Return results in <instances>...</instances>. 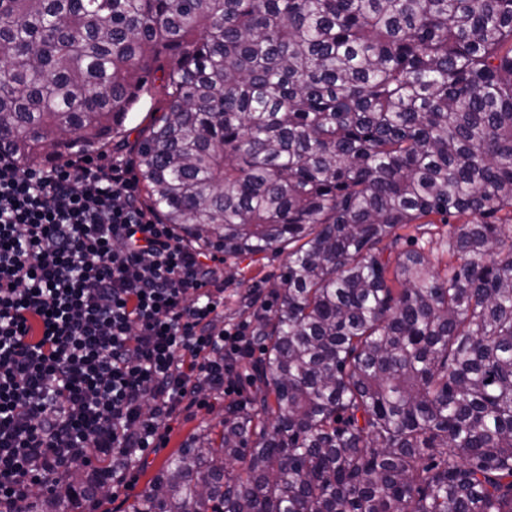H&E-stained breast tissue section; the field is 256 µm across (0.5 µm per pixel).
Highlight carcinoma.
I'll list each match as a JSON object with an SVG mask.
<instances>
[{
    "mask_svg": "<svg viewBox=\"0 0 512 512\" xmlns=\"http://www.w3.org/2000/svg\"><path fill=\"white\" fill-rule=\"evenodd\" d=\"M0 130L22 166L125 153L187 242L287 256L258 395L131 512H512V0H0ZM63 485L19 512L107 482Z\"/></svg>",
    "mask_w": 512,
    "mask_h": 512,
    "instance_id": "1",
    "label": "carcinoma"
}]
</instances>
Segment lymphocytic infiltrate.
<instances>
[{"mask_svg": "<svg viewBox=\"0 0 512 512\" xmlns=\"http://www.w3.org/2000/svg\"><path fill=\"white\" fill-rule=\"evenodd\" d=\"M210 251L139 204L122 160L28 171L0 150V512L103 452L131 488L163 425L242 394Z\"/></svg>", "mask_w": 512, "mask_h": 512, "instance_id": "lymphocytic-infiltrate-1", "label": "lymphocytic infiltrate"}]
</instances>
